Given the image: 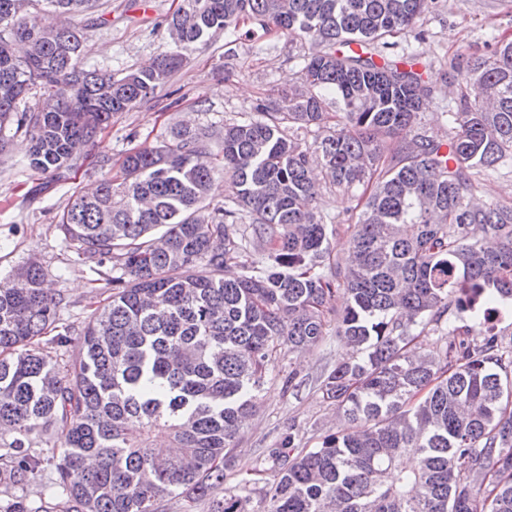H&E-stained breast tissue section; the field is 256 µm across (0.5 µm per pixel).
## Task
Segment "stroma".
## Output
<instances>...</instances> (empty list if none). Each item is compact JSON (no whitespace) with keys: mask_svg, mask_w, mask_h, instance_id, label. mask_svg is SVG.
I'll return each mask as SVG.
<instances>
[{"mask_svg":"<svg viewBox=\"0 0 512 512\" xmlns=\"http://www.w3.org/2000/svg\"><path fill=\"white\" fill-rule=\"evenodd\" d=\"M180 2L149 0L147 11L137 12L127 0H107L106 25L87 31L85 62L121 73L170 51L173 44L165 18ZM417 28L422 39L410 32L397 38L427 64L433 89L417 131L444 138L452 127L449 108L457 103L456 88L445 76L448 64L453 61L465 69L470 56L484 53L490 34L512 38V0H433ZM309 51L307 42L275 31H254L246 23L219 33L188 53L184 67L154 99L113 117L81 158L75 181L36 199L30 193L37 180L27 167L29 140L24 132L10 133L9 148L0 156V278L24 262H37L51 294L63 300L60 325L84 326L94 301L93 274L88 263L67 247L58 226L73 191L91 188L106 175L103 159L120 164L129 150L158 145L180 128L209 134L212 154L222 156L218 133L223 126L254 118L257 100L295 85ZM472 199L512 206V165H497L482 176ZM354 204L350 193L321 180L314 206L324 223H346ZM349 355L332 335L314 349L281 352L275 362L277 377L264 385L257 412L235 438L240 471H247L259 453L276 447L287 433L298 434L311 447L335 427L336 410L323 398L317 380ZM291 371L297 379L288 388L281 376Z\"/></svg>","mask_w":512,"mask_h":512,"instance_id":"stroma-1","label":"stroma"}]
</instances>
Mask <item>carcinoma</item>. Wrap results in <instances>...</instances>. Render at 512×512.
Returning <instances> with one entry per match:
<instances>
[{
	"label": "carcinoma",
	"mask_w": 512,
	"mask_h": 512,
	"mask_svg": "<svg viewBox=\"0 0 512 512\" xmlns=\"http://www.w3.org/2000/svg\"><path fill=\"white\" fill-rule=\"evenodd\" d=\"M430 3L184 0L167 19L174 49L116 76L82 63L103 16L48 27L32 12L70 17L97 0H0V155L4 131L25 128L28 167L47 178L38 193L75 177L112 116L214 35L250 21L313 45L300 85L224 125L222 166L182 129L127 153L121 182L71 195L59 227L103 282L79 336L50 337L78 341V357L39 352L60 306L41 266L0 280V512H159L167 497L205 512H512V347L490 325L512 302V208L469 201L479 170L512 155V40L487 41L453 76L448 139L416 133L431 86L416 58L388 50ZM36 84L55 92L18 113ZM312 126L326 134L303 148L295 132ZM316 162L361 189L337 246L314 211ZM221 171L237 193L206 222ZM451 311L473 324L448 329ZM333 323L353 350L320 376L336 430L313 448L288 433L224 488L278 352L318 346ZM46 464L56 490L31 506L16 490Z\"/></svg>",
	"instance_id": "1"
}]
</instances>
